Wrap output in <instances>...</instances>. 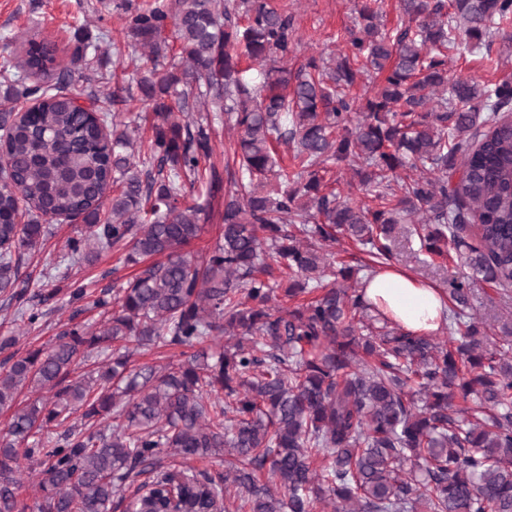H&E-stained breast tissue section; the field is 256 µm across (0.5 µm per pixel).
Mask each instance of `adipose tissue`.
Masks as SVG:
<instances>
[{"mask_svg": "<svg viewBox=\"0 0 512 512\" xmlns=\"http://www.w3.org/2000/svg\"><path fill=\"white\" fill-rule=\"evenodd\" d=\"M368 304L407 331L438 332L448 317V300L438 288L394 268H383L364 279Z\"/></svg>", "mask_w": 512, "mask_h": 512, "instance_id": "obj_1", "label": "adipose tissue"}]
</instances>
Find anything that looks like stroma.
Here are the masks:
<instances>
[{
	"label": "stroma",
	"instance_id": "stroma-1",
	"mask_svg": "<svg viewBox=\"0 0 512 512\" xmlns=\"http://www.w3.org/2000/svg\"><path fill=\"white\" fill-rule=\"evenodd\" d=\"M274 4L294 19L297 61L345 52L347 31L355 17L353 0H274ZM121 29L112 0H0V55L19 49L23 38L33 34L55 43L67 61L76 53L96 51L91 70L74 71L69 86L74 93L82 92L90 81L109 93L132 79L136 65L119 52L125 44ZM492 50L488 61L466 49L449 50L448 67L454 76L482 84L512 81V52L499 42ZM50 228L51 235L25 254L18 281L28 289V306L38 311V322L31 326L21 320L9 293H0V338L16 337V348L22 353L52 346L64 326L101 321L104 311L96 307V299L126 282L135 271L117 251L103 252L91 263L71 254L67 241L79 237L83 223L54 222ZM394 254V267L441 289L449 277L468 273L456 250L441 256L426 253L412 232L399 238ZM74 281L84 287V297L77 302L67 290ZM473 288L472 313L490 335H497L503 325H512V288L483 281L475 282ZM47 291L52 292V299L42 300Z\"/></svg>",
	"mask_w": 512,
	"mask_h": 512
}]
</instances>
